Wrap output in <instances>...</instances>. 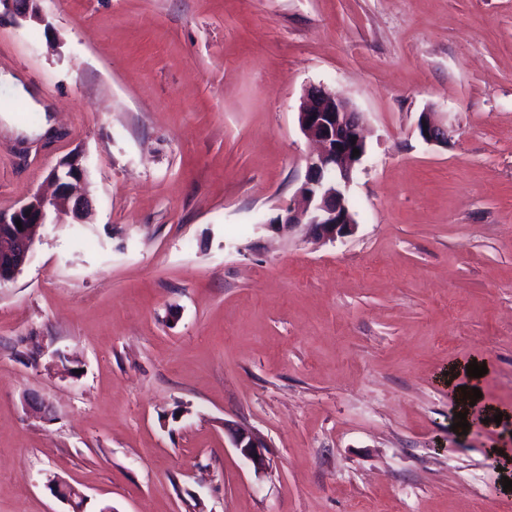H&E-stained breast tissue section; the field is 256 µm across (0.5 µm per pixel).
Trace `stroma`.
Instances as JSON below:
<instances>
[{"mask_svg":"<svg viewBox=\"0 0 512 512\" xmlns=\"http://www.w3.org/2000/svg\"><path fill=\"white\" fill-rule=\"evenodd\" d=\"M38 6L0 19V72L51 130L0 109V212L76 160L93 216L49 215L0 285V512H70L53 479L86 512H512V0ZM312 85L367 128L334 242L263 224L305 179ZM473 362L456 433L444 377ZM415 130L417 136L427 144H446L452 136V131L448 129V123H445L437 112H421ZM424 131L428 132L425 136ZM230 435L234 448H237L245 461L253 467L258 474L263 473L269 467V460L265 454L267 445L252 431L246 429L224 425V431Z\"/></svg>","mask_w":512,"mask_h":512,"instance_id":"stroma-1","label":"stroma"}]
</instances>
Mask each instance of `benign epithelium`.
<instances>
[{
	"label": "benign epithelium",
	"mask_w": 512,
	"mask_h": 512,
	"mask_svg": "<svg viewBox=\"0 0 512 512\" xmlns=\"http://www.w3.org/2000/svg\"><path fill=\"white\" fill-rule=\"evenodd\" d=\"M0 11L15 21L45 23L36 0H0ZM301 131L319 146L306 160V177L298 194L300 203L269 217L270 228L304 225L323 241H336L354 232V215L346 203V193L357 165L366 154V140L360 113L351 110L336 92L324 86L311 87L298 112ZM415 130L427 144H446L451 130L436 112L420 113ZM359 155L352 156L353 149ZM86 176L78 161L67 163L52 173L56 185L50 195L36 193L12 213H0V285L13 280L30 253L37 229L50 212H64L82 223L91 211L89 198L77 190ZM21 226H16V222ZM232 444L258 474L269 467L267 445L252 431L224 425Z\"/></svg>",
	"instance_id": "benign-epithelium-1"
}]
</instances>
